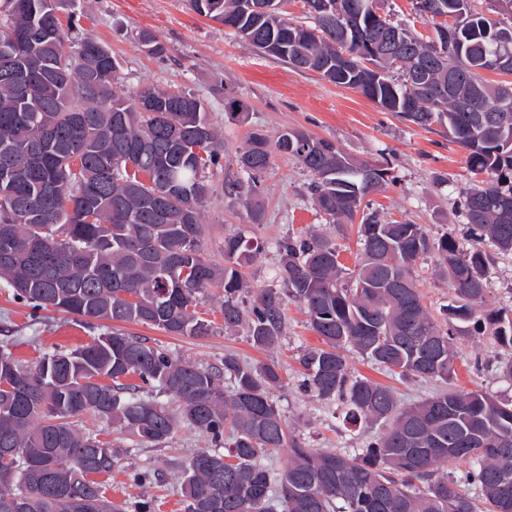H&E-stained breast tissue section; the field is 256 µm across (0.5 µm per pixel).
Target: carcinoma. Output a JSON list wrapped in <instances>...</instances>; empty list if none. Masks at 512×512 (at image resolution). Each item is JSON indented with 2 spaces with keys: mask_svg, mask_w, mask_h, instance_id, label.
<instances>
[{
  "mask_svg": "<svg viewBox=\"0 0 512 512\" xmlns=\"http://www.w3.org/2000/svg\"><path fill=\"white\" fill-rule=\"evenodd\" d=\"M64 2L0 0V284L35 313L195 338L213 335L195 308L220 288L224 331L244 325L265 350L283 338L293 301L321 340L300 358L301 386L341 405L346 423L380 434L340 452L304 447L272 395L284 384L273 361L226 353L219 366H199L119 330L73 350L55 345L34 364L0 346V512H156L152 496H105L97 476L112 474L117 451L73 422L84 415L151 446L180 427L205 437L210 448L180 472L185 512H512V400L449 387L456 341L486 334L512 351V310L485 308L492 253H512V83L481 77L491 56L512 54V41L488 29L472 0H411L423 21L449 18L435 26L438 49L374 0H303L311 26L279 8L247 12L243 0H189L256 53L418 127L446 129L480 177L464 196L465 248L448 232L367 211L384 169L299 130L273 143L248 133L236 153L248 180L216 186L207 173L222 166L223 141L202 99L187 88L126 91L111 48L73 19L62 27ZM384 28L398 34V61L385 55ZM130 35L147 54H166L150 30ZM342 52L345 68L336 66ZM12 71L27 75L24 88ZM274 151L311 173L315 208L337 238L362 213L361 253L351 270L336 238L290 234L277 243L279 287L247 297L241 268L264 242L228 234L217 265L204 253L201 217L223 191L261 223L253 198ZM427 257L450 290L435 314L415 275ZM349 347L404 380L446 389L403 406L390 387L352 372ZM281 448L284 467L263 463ZM127 476L140 488L160 483L149 468Z\"/></svg>",
  "mask_w": 512,
  "mask_h": 512,
  "instance_id": "obj_1",
  "label": "carcinoma"
}]
</instances>
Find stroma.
I'll return each mask as SVG.
<instances>
[{
	"mask_svg": "<svg viewBox=\"0 0 512 512\" xmlns=\"http://www.w3.org/2000/svg\"><path fill=\"white\" fill-rule=\"evenodd\" d=\"M72 15L80 17L83 28L94 31L110 45L120 61V81L129 90L148 85L188 88L206 102L209 117L224 139V166L210 173L215 183L241 178L235 156L247 132L261 129L274 137L283 130L300 129L334 141L355 158L385 168V182L370 196L371 207L381 219L422 224L433 233L448 230L458 241H465L460 201L474 177L467 168L464 149L449 141L442 127H418L316 73L291 68L271 56L256 55L234 39L223 24L193 12L187 0H70L60 17L65 20ZM135 26L154 33L167 49L164 58L147 55L127 36V29ZM231 97L246 104L244 115L233 116L226 111L225 102ZM310 181V173L297 162L274 155L259 185L264 217L258 224L252 223L236 197L221 194L212 199L203 210L207 257L223 262L225 235L245 229L266 243L265 251L244 269L250 290L277 287L280 255L276 244L280 239L299 231L326 236L336 233L328 218L316 212L308 190ZM488 281V308L511 309V256H495ZM221 302L222 296L214 288L197 305L199 315L218 326L213 336L204 339L171 336L137 324L126 323L122 329L150 338L196 364H219L228 352L250 363L277 361L284 384L273 395L293 433L310 448L361 447L364 434L345 426L328 405L301 387L298 357L303 350L319 344L301 307L289 304L287 334L280 346L261 350L252 346L245 329L231 333L222 330ZM94 335V330L73 316L51 311L32 314L29 307L13 301L0 288V346H8L19 359L32 363L53 345L74 349L90 343ZM458 353L457 390H483L504 400L512 399V382L501 378L497 350L488 337L463 339ZM348 361L355 373L393 387L406 405L440 390L430 381L390 377L353 350L348 353ZM84 425L119 452L118 465L108 480L109 499L120 501L139 495V488L129 484L126 472L148 466L162 476L159 486L149 490L157 498L156 512H184L181 467L194 451L206 447L205 438L183 428L157 448L137 443L132 435L106 421L88 419Z\"/></svg>",
	"mask_w": 512,
	"mask_h": 512,
	"instance_id": "stroma-1",
	"label": "stroma"
}]
</instances>
